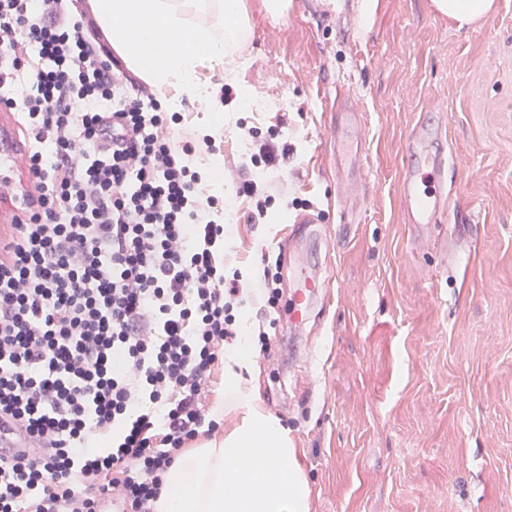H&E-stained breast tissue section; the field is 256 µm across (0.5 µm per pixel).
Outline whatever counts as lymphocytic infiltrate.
Returning <instances> with one entry per match:
<instances>
[{"label": "lymphocytic infiltrate", "instance_id": "f902f5d3", "mask_svg": "<svg viewBox=\"0 0 512 512\" xmlns=\"http://www.w3.org/2000/svg\"><path fill=\"white\" fill-rule=\"evenodd\" d=\"M68 0H0V100L33 148L26 220L0 252V416L25 448L0 458V512H154L198 437L247 297L276 308L280 278L227 275L221 218L193 157L212 135L127 94ZM277 131L237 195L255 200Z\"/></svg>", "mask_w": 512, "mask_h": 512}]
</instances>
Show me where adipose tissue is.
Listing matches in <instances>:
<instances>
[{"instance_id":"ef3b65f1","label":"adipose tissue","mask_w":512,"mask_h":512,"mask_svg":"<svg viewBox=\"0 0 512 512\" xmlns=\"http://www.w3.org/2000/svg\"><path fill=\"white\" fill-rule=\"evenodd\" d=\"M86 10L134 76L168 91L170 112L181 111L184 93L213 103L216 90L202 69L223 70L251 35L246 0H87ZM251 363L245 336L224 362V389L242 408L239 422L165 474L155 512H308L298 452L253 397L245 378Z\"/></svg>"}]
</instances>
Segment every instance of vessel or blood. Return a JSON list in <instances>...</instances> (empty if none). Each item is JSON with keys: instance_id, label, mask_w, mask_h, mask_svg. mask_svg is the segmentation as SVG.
<instances>
[{"instance_id": "obj_1", "label": "vessel or blood", "mask_w": 512, "mask_h": 512, "mask_svg": "<svg viewBox=\"0 0 512 512\" xmlns=\"http://www.w3.org/2000/svg\"><path fill=\"white\" fill-rule=\"evenodd\" d=\"M441 137L440 128L423 127L408 143L411 162L400 184V197L409 224L418 232L433 223L448 203L451 159L437 148ZM29 151V139L13 112L0 109V246L9 241L14 224L23 220L21 208L34 192L33 177L23 164ZM329 290V283L318 273H298L289 304L292 323L299 326L308 321L314 302L324 299Z\"/></svg>"}]
</instances>
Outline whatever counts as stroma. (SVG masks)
I'll return each instance as SVG.
<instances>
[{"label": "stroma", "instance_id": "obj_1", "mask_svg": "<svg viewBox=\"0 0 512 512\" xmlns=\"http://www.w3.org/2000/svg\"><path fill=\"white\" fill-rule=\"evenodd\" d=\"M249 0L253 35L237 66L203 78L248 102L224 106L214 153L238 170L253 137L288 149L270 214L227 217L231 269L263 257L333 279L334 300L300 331L284 311L247 381L284 424L310 486L309 512H512V0L469 24L433 0H291L277 21ZM346 83L360 113L368 194L337 203L328 109ZM443 128L456 160L448 208L412 239L399 197L416 126ZM304 199L314 237L284 249ZM474 255L464 268L466 255Z\"/></svg>", "mask_w": 512, "mask_h": 512}]
</instances>
